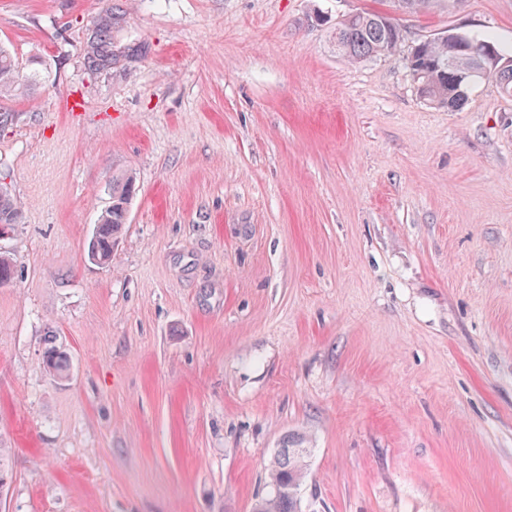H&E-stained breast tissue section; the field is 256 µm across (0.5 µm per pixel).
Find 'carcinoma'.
Instances as JSON below:
<instances>
[{
    "label": "carcinoma",
    "mask_w": 512,
    "mask_h": 512,
    "mask_svg": "<svg viewBox=\"0 0 512 512\" xmlns=\"http://www.w3.org/2000/svg\"><path fill=\"white\" fill-rule=\"evenodd\" d=\"M112 35V25L105 24L103 38L87 57L88 65H112L107 55L106 39ZM466 35L448 32L447 37L426 39L415 43L406 58L410 73H419L417 94L424 101L450 110L466 102L467 90L473 80L466 77L458 83L455 95L448 96V54L452 41ZM405 41V30L386 13L360 12L354 22L336 27V47L350 61H362L390 53ZM18 63L10 52L0 46V90L10 84L17 73ZM133 197L131 179L112 182V202L94 225L89 246L95 250L98 264L112 261V248L120 236ZM21 211L17 203L0 192V224H18ZM43 361L47 368L63 377L69 370L70 357L65 349L53 344L45 349ZM303 439L289 434L269 468L268 494L254 505L256 512H298L299 489L305 477L309 449L302 447Z\"/></svg>",
    "instance_id": "1"
}]
</instances>
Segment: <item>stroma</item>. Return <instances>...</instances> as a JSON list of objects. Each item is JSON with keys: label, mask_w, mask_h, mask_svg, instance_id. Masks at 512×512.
I'll return each mask as SVG.
<instances>
[{"label": "stroma", "mask_w": 512, "mask_h": 512, "mask_svg": "<svg viewBox=\"0 0 512 512\" xmlns=\"http://www.w3.org/2000/svg\"><path fill=\"white\" fill-rule=\"evenodd\" d=\"M357 12L404 43L348 61ZM451 29L512 66V0H0V512H252L293 432L299 512H512V96L419 98ZM133 191V182L130 178L112 182V202L99 216L98 224L94 225L87 250L89 260L90 246H93L94 256L98 260L96 263L104 266L111 263L112 248L120 236L123 224H126ZM21 211L17 203L6 193L0 192V240L9 236L11 226L9 224H19ZM51 346L45 349L43 361L47 368L55 374L63 377L69 370L70 357L65 349L51 342Z\"/></svg>", "instance_id": "obj_1"}]
</instances>
